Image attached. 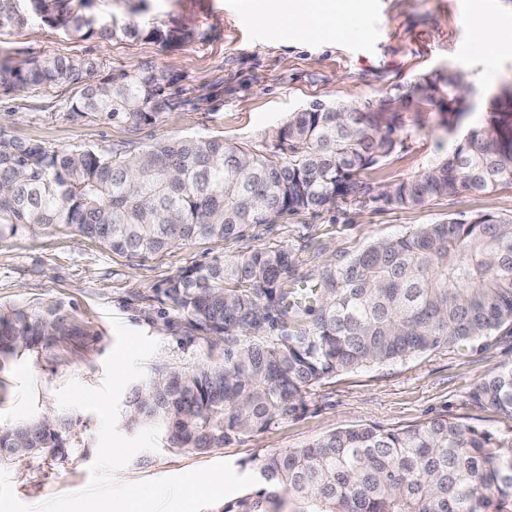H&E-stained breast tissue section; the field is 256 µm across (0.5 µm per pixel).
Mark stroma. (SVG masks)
I'll return each instance as SVG.
<instances>
[{
  "mask_svg": "<svg viewBox=\"0 0 512 512\" xmlns=\"http://www.w3.org/2000/svg\"><path fill=\"white\" fill-rule=\"evenodd\" d=\"M352 28L343 15L317 26L326 0H304V20L279 21L286 0H269V21L253 19L244 0H93L96 20L122 28L137 25L141 36L73 37L39 19L0 30V49L19 63L46 55L94 59L115 69L152 65L174 76L176 105L155 123L138 128L107 124L70 113L77 86L32 87L0 93V128L21 141L48 147L92 148L132 155L157 142L221 138L263 150L290 113L316 101L380 104L404 94L425 77L462 75L481 91L471 112L454 130L427 105L401 104V144L367 180L378 189L418 175L444 157L455 141L485 125L488 106L512 78V31L500 33L499 50L479 45L484 17L512 16V0H362ZM182 39L165 44L153 29ZM479 214L512 218V188L490 193L462 191L418 208L355 202L299 213L274 225H257L228 241H193L144 259L112 253L62 227L20 232L0 242V307L56 308L77 336L47 350L20 352L0 374V427L45 416L73 421L76 443L66 461L21 456L0 463L15 497L37 505L83 489L93 463L98 418L61 408L56 392L76 380L95 388L115 344L111 317L160 343L144 364L145 374L165 366L206 361L208 350L188 342L185 329L159 290L180 271L259 248L284 246L296 256L298 282L315 285L327 263L343 260L370 241L397 235L417 224H438ZM512 363V338L478 349H437L403 361L345 372L314 387L303 411L271 429L224 447L173 452L165 447L136 453L117 471L121 483L158 479L230 463L241 475L256 474L270 453L303 447L336 429L364 423L402 428L446 414L461 424L492 433L512 430L496 411L474 406L470 391Z\"/></svg>",
  "mask_w": 512,
  "mask_h": 512,
  "instance_id": "35a3bbf8",
  "label": "stroma"
}]
</instances>
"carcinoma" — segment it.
Wrapping results in <instances>:
<instances>
[{
    "instance_id": "cac0c4a2",
    "label": "carcinoma",
    "mask_w": 512,
    "mask_h": 512,
    "mask_svg": "<svg viewBox=\"0 0 512 512\" xmlns=\"http://www.w3.org/2000/svg\"><path fill=\"white\" fill-rule=\"evenodd\" d=\"M41 21L83 38L111 37L88 14L92 0H29ZM16 0H0V28L22 26ZM174 78L142 66L102 71L89 60L0 58V91L80 86L75 117L150 125L172 105ZM461 76L424 80L406 98L453 128L471 110ZM316 101L278 127L264 151L221 138L155 143L130 156L51 149L0 131V240L61 226L112 252L145 258L196 239L226 241L285 214L367 199L415 208L462 190L512 186V85L422 173L374 191L362 178L400 144L397 115L370 103ZM296 256L268 247L186 269L163 289L191 338L217 363L157 370L135 385L119 424L157 427L165 447L210 451L296 416L309 391L341 372L440 348L474 349L512 336V219L492 215L418 224L377 239L319 275V309L288 287ZM78 328L54 309L0 310V372ZM512 420V364L469 395ZM72 422L45 417L0 428V462L27 455L64 461ZM221 512H512V433L452 418L406 428L361 424L268 455L257 488Z\"/></svg>"
}]
</instances>
